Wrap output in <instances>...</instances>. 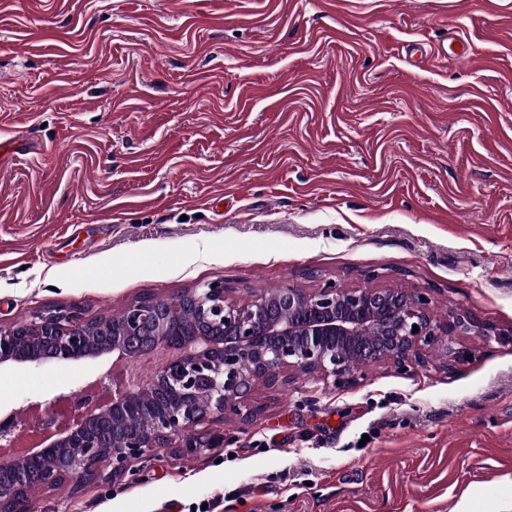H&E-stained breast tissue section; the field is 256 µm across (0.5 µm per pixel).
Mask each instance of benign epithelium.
I'll use <instances>...</instances> for the list:
<instances>
[{
    "mask_svg": "<svg viewBox=\"0 0 512 512\" xmlns=\"http://www.w3.org/2000/svg\"><path fill=\"white\" fill-rule=\"evenodd\" d=\"M194 311L186 330L182 309ZM419 331H413V326ZM490 338L496 330L458 310L440 322L428 299L402 288H339L315 292L283 285L245 303L222 282L199 284L173 296L143 297L119 318L90 321L76 307L55 308L12 326L0 325V367L69 363L112 356L92 384L42 403L29 453L0 458V512H35L31 500L68 481L78 489L109 484L129 461L153 448L192 453L224 447V434L200 429L235 414L253 419L260 408L240 404L260 384L275 385L286 370L350 386L363 366L391 362L406 369L437 348L460 357L455 337ZM156 357L150 382L110 387L122 367ZM21 420L0 415V450L15 448Z\"/></svg>",
    "mask_w": 512,
    "mask_h": 512,
    "instance_id": "1",
    "label": "benign epithelium"
}]
</instances>
